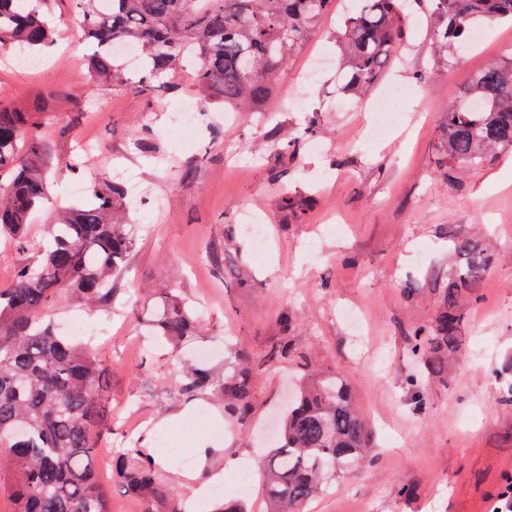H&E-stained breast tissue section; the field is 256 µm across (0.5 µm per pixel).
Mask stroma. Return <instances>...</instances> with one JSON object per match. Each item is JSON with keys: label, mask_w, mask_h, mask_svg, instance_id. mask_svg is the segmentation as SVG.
I'll return each mask as SVG.
<instances>
[{"label": "stroma", "mask_w": 512, "mask_h": 512, "mask_svg": "<svg viewBox=\"0 0 512 512\" xmlns=\"http://www.w3.org/2000/svg\"><path fill=\"white\" fill-rule=\"evenodd\" d=\"M348 0H333L322 24L291 55L265 111L244 110L235 126L203 105L191 133L172 116L196 100L189 72L145 91L97 84L70 0H48L56 31L51 63L19 67L0 50V99L44 120L50 197L29 219L28 248L0 237V289L37 262L47 227L62 208L81 206L91 182L123 173L134 246L112 282V308L53 300L54 322L78 317L82 341L103 361L111 385L112 433L96 455L112 512L139 506L112 475L115 450L137 446L156 461L185 512H211L219 499L265 512L260 465L264 439L288 406L307 363L341 374L367 417L377 454L366 468L330 481L309 512H496L512 478V149L484 164L445 170L435 152L439 127L471 75L512 51V25L488 26L484 41L457 51L445 71L433 67L424 22L405 28L386 82L404 90L389 134L367 139L376 119L372 96L339 89L336 33ZM326 65L313 83L302 72L316 54ZM319 123L303 135L307 116ZM97 143L73 171L81 137ZM299 138L276 168L277 143ZM305 200L286 212L281 200ZM268 227L258 258L243 232L247 214ZM466 228L494 258L482 298L467 307L460 356L441 373H421L423 402L406 379L420 371L407 330L428 324L448 284L449 236ZM173 292L199 309L205 324L172 348L149 323ZM363 310L369 333L356 335L345 311ZM291 342L289 357L271 358ZM213 349L215 376L233 374L236 349L250 356L251 413L231 419L212 390L179 391L166 378L173 360L194 362ZM173 443H163L164 435ZM248 487L233 484L239 472ZM408 483L411 496L399 488Z\"/></svg>", "instance_id": "1"}]
</instances>
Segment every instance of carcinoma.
Listing matches in <instances>:
<instances>
[{
    "instance_id": "obj_1",
    "label": "carcinoma",
    "mask_w": 512,
    "mask_h": 512,
    "mask_svg": "<svg viewBox=\"0 0 512 512\" xmlns=\"http://www.w3.org/2000/svg\"><path fill=\"white\" fill-rule=\"evenodd\" d=\"M332 0H72L77 28L92 45L88 70L97 82H124L116 60L131 46L140 58L138 87H153L190 65L205 98L236 110H260L278 72L326 16ZM427 34L437 65L448 50L467 45L473 30L512 23V0H425ZM402 0H357L336 32L343 89L365 94L402 36ZM54 46L44 0H0V49L42 54ZM512 149V52L476 71L448 109L436 150L451 169L478 166ZM46 146L36 122L0 100V233L22 237L31 213L49 195ZM127 188L119 178L91 189L87 203L50 228L35 266H24L0 290V489L12 512H112L95 469L93 449L111 430L108 380L102 361L72 336L59 335L46 302L55 296L106 306L111 277L133 248L120 218ZM455 269L442 289L434 321L410 334L411 351L434 373L461 352L463 301L481 299L492 255L469 231L451 236ZM202 326L176 296L165 297L153 319L155 335L174 344ZM223 378L181 363L180 389H214L224 411L249 410L248 356ZM372 432L338 376L307 374L288 406L272 451L262 463L271 512H306L324 480L366 462ZM117 479L141 512H182L159 480L154 459L137 448L118 456Z\"/></svg>"
}]
</instances>
